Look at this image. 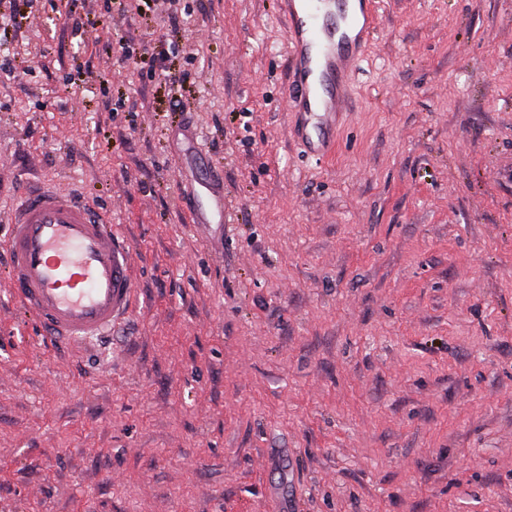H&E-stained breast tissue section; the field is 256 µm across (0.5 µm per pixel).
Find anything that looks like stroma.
<instances>
[{
	"label": "stroma",
	"mask_w": 512,
	"mask_h": 512,
	"mask_svg": "<svg viewBox=\"0 0 512 512\" xmlns=\"http://www.w3.org/2000/svg\"><path fill=\"white\" fill-rule=\"evenodd\" d=\"M378 12L317 162L278 0H0V237L72 188L138 293L111 354L51 353L0 256V512H512V0ZM194 203L198 209L195 210L196 223L198 224H214L213 220L217 217L216 224L223 223L224 221V197L211 194L208 198V203L205 206L201 197L196 196ZM211 210L208 216L206 211Z\"/></svg>",
	"instance_id": "obj_1"
}]
</instances>
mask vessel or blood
Returning a JSON list of instances; mask_svg holds the SVG:
<instances>
[{
    "mask_svg": "<svg viewBox=\"0 0 512 512\" xmlns=\"http://www.w3.org/2000/svg\"><path fill=\"white\" fill-rule=\"evenodd\" d=\"M285 106L303 152L322 161L353 110V78L378 25L376 0H283ZM0 252L11 296L48 346L98 342L137 309L133 250L106 213L73 191L39 187L20 203Z\"/></svg>",
    "mask_w": 512,
    "mask_h": 512,
    "instance_id": "b4317fda",
    "label": "vessel or blood"
}]
</instances>
